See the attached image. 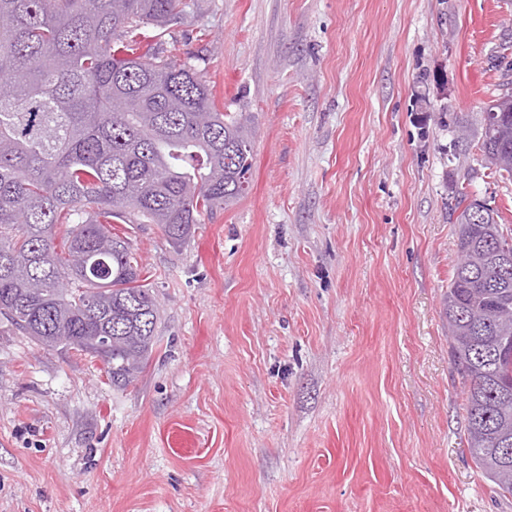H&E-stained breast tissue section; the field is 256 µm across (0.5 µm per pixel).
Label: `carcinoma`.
<instances>
[{
    "label": "carcinoma",
    "instance_id": "cac0c4a2",
    "mask_svg": "<svg viewBox=\"0 0 512 512\" xmlns=\"http://www.w3.org/2000/svg\"><path fill=\"white\" fill-rule=\"evenodd\" d=\"M182 0H0V319L46 347L101 358L127 387L156 344L152 286L114 224L180 245L242 198L250 118L223 112L204 70L151 43ZM481 118L488 168L512 179V112ZM450 204V361L466 389L468 453L512 496V235L495 209ZM64 240L65 256L56 252Z\"/></svg>",
    "mask_w": 512,
    "mask_h": 512
}]
</instances>
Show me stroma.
Returning <instances> with one entry per match:
<instances>
[{"label": "stroma", "instance_id": "stroma-1", "mask_svg": "<svg viewBox=\"0 0 512 512\" xmlns=\"http://www.w3.org/2000/svg\"><path fill=\"white\" fill-rule=\"evenodd\" d=\"M161 51L252 113L249 189L179 246L116 225L160 307L127 388L0 323V512H512L445 317L456 191L512 226V0H185ZM503 95L488 105L481 113L482 143L481 151L488 162V168L500 178L512 179V112H504L497 106ZM494 110L498 112H493ZM493 112L495 115H489ZM488 117H485V114Z\"/></svg>", "mask_w": 512, "mask_h": 512}]
</instances>
